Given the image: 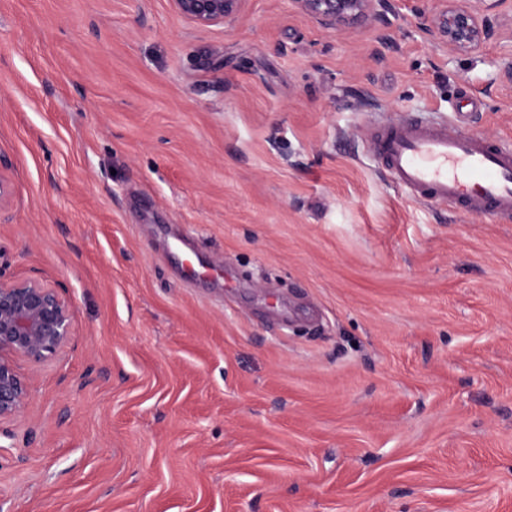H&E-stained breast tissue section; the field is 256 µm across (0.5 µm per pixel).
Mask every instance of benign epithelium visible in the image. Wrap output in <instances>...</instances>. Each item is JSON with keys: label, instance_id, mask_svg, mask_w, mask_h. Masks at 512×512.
Wrapping results in <instances>:
<instances>
[{"label": "benign epithelium", "instance_id": "1", "mask_svg": "<svg viewBox=\"0 0 512 512\" xmlns=\"http://www.w3.org/2000/svg\"><path fill=\"white\" fill-rule=\"evenodd\" d=\"M180 14L200 26L232 21L244 0H172ZM326 29L342 30L382 22L391 0H293ZM443 6L424 19L423 29L452 53H471L494 36L492 17L508 0H441ZM72 336L69 302L38 280L0 279V424L23 419L28 411L33 376L23 375L17 361L32 372L59 354Z\"/></svg>", "mask_w": 512, "mask_h": 512}]
</instances>
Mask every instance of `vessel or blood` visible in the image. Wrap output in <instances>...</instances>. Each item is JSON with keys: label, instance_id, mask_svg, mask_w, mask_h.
<instances>
[{"label": "vessel or blood", "instance_id": "obj_1", "mask_svg": "<svg viewBox=\"0 0 512 512\" xmlns=\"http://www.w3.org/2000/svg\"><path fill=\"white\" fill-rule=\"evenodd\" d=\"M394 183L415 198L512 219V145L401 120L370 137Z\"/></svg>", "mask_w": 512, "mask_h": 512}]
</instances>
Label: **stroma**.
Returning <instances> with one entry per match:
<instances>
[{"label": "stroma", "instance_id": "obj_1", "mask_svg": "<svg viewBox=\"0 0 512 512\" xmlns=\"http://www.w3.org/2000/svg\"><path fill=\"white\" fill-rule=\"evenodd\" d=\"M392 4L0 0V278L73 312L0 425V512H512V221L412 200L370 144L512 142V13L452 54L435 0ZM245 0H172L180 14L200 26L232 21ZM309 18L326 29L342 30L367 22H383L391 0H292Z\"/></svg>", "mask_w": 512, "mask_h": 512}]
</instances>
